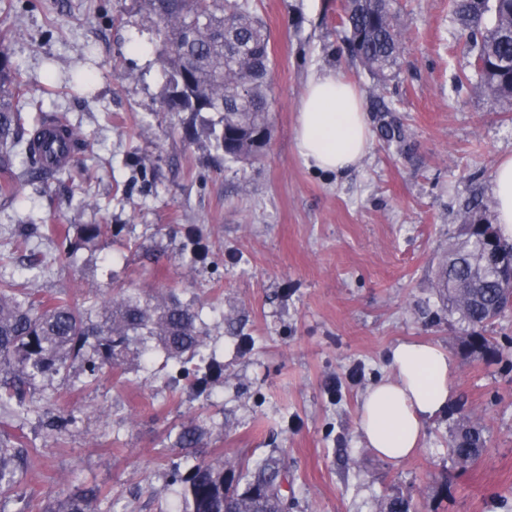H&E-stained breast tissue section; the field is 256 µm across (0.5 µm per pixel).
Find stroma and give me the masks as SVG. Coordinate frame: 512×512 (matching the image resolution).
I'll list each match as a JSON object with an SVG mask.
<instances>
[{
  "instance_id": "stroma-1",
  "label": "stroma",
  "mask_w": 512,
  "mask_h": 512,
  "mask_svg": "<svg viewBox=\"0 0 512 512\" xmlns=\"http://www.w3.org/2000/svg\"><path fill=\"white\" fill-rule=\"evenodd\" d=\"M397 8L398 67L376 91L349 52L342 0H253L270 35V139L256 159L232 161L185 134L189 113L164 109L156 37L135 0L0 5L26 83L15 107L42 101L87 139L69 175L0 199V253L13 250L14 224L33 221L49 261L36 289L82 306L112 286L202 304L206 341L224 360L204 394L158 354L93 383L76 363L41 383L29 414L0 413L39 451L26 480L39 499L99 488L112 493L100 512H169L175 434L191 424L203 455L284 458L294 512H381L394 497L412 512H512V313L487 330L502 358L467 354V328L435 288L467 202L491 200L494 169L512 155V111L476 91L456 0ZM329 72L359 88L373 129L341 177L308 167L295 142L305 87ZM385 106L402 140L379 135ZM61 224H108L112 236L62 261ZM403 341L441 345L456 371L447 410L396 465L368 448L357 419ZM48 412L76 423L48 432ZM463 417L488 436L467 468L448 451Z\"/></svg>"
}]
</instances>
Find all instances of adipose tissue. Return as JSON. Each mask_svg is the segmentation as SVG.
<instances>
[{
	"instance_id": "adipose-tissue-1",
	"label": "adipose tissue",
	"mask_w": 512,
	"mask_h": 512,
	"mask_svg": "<svg viewBox=\"0 0 512 512\" xmlns=\"http://www.w3.org/2000/svg\"><path fill=\"white\" fill-rule=\"evenodd\" d=\"M371 127L358 88L327 73L312 79L300 101L296 148L313 169L342 174L355 168ZM492 193L500 234L512 239V156L497 164ZM392 373L368 388L357 429L381 458L402 462L418 448L425 424L446 410L456 366L447 350L403 342L390 354Z\"/></svg>"
}]
</instances>
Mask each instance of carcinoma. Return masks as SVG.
<instances>
[{
	"mask_svg": "<svg viewBox=\"0 0 512 512\" xmlns=\"http://www.w3.org/2000/svg\"><path fill=\"white\" fill-rule=\"evenodd\" d=\"M142 21L161 43L159 63L165 81L163 105L169 112H215L206 129L210 146L234 160H248L269 137V88L272 80L269 36L254 15L252 0H139ZM342 25L351 55L378 81L398 63L402 27L394 0H345ZM460 36L477 50L479 90L499 104L512 103V0H461ZM8 32L0 33V94H24L21 73L5 55ZM38 116L28 122L17 108L0 99V196L12 197L19 183L43 184L60 169L41 163L36 141L46 126H70L59 112L34 104ZM488 205L467 213L465 240L448 251L436 288L448 310L467 324L465 346L489 357L501 353L485 336L487 328L508 312L512 286L505 273L512 268V243L496 225L480 224ZM32 224L11 232L22 251L23 265L38 270L44 255L28 249ZM112 232L108 224H72L57 237L58 256L66 259L95 245ZM199 310L175 297L154 303L137 289L114 288L81 308L65 297L38 294L13 280L0 281V411L7 416L32 410L29 394L45 378L59 376L69 362L81 360L91 380L107 367L118 368L131 347L154 339L168 358L182 365L197 358L205 369L223 376V365L205 354ZM73 418L49 414L45 428L62 432ZM197 429L182 426L175 443L192 463L173 467L172 482L180 500L172 512H290L288 472L278 460L253 466L244 461L198 455ZM485 429L469 420L455 430L450 452L463 466L477 463L486 448ZM35 449L19 435L0 430V512H95L101 497L73 496L59 504L34 502L25 490Z\"/></svg>",
	"mask_w": 512,
	"mask_h": 512,
	"instance_id": "obj_1",
	"label": "carcinoma"
}]
</instances>
